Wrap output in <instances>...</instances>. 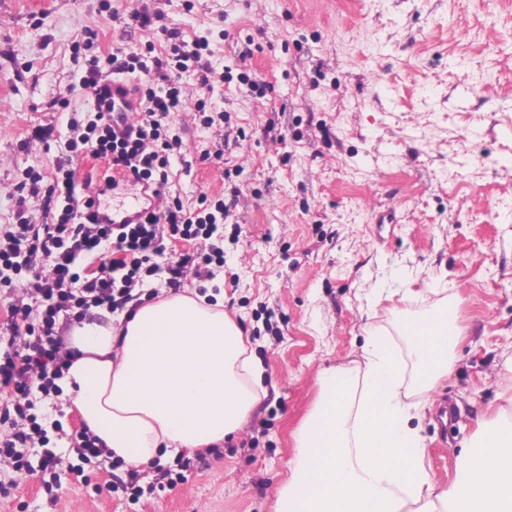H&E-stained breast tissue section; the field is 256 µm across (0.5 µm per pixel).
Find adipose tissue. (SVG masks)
Masks as SVG:
<instances>
[{
    "instance_id": "ef3b65f1",
    "label": "adipose tissue",
    "mask_w": 512,
    "mask_h": 512,
    "mask_svg": "<svg viewBox=\"0 0 512 512\" xmlns=\"http://www.w3.org/2000/svg\"><path fill=\"white\" fill-rule=\"evenodd\" d=\"M465 330L439 306L398 353L371 332L355 365L326 369L322 394L296 436L278 512H512V416L478 428L456 480L437 491L411 420L453 368ZM76 357L58 384L104 448L128 464L206 448L235 434L264 395L240 325L187 290L113 318L74 322ZM418 373L404 385V365Z\"/></svg>"
}]
</instances>
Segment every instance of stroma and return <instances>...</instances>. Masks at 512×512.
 <instances>
[{
	"label": "stroma",
	"instance_id": "35a3bbf8",
	"mask_svg": "<svg viewBox=\"0 0 512 512\" xmlns=\"http://www.w3.org/2000/svg\"><path fill=\"white\" fill-rule=\"evenodd\" d=\"M139 12L207 34L223 76L209 90L183 76L163 194L230 202L212 237L223 266L183 285L223 293L268 395L219 455L138 504L94 465L49 501L35 455L27 474L0 468V512H277L319 371L360 360L373 329L404 349L437 303L466 329L420 418L425 466L449 488L479 423L512 401V0H0L1 231L33 169L69 166L99 202L122 200L103 190L108 162L68 140L95 117L85 59L164 54ZM253 72L265 88L242 83Z\"/></svg>",
	"mask_w": 512,
	"mask_h": 512
}]
</instances>
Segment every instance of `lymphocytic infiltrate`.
Wrapping results in <instances>:
<instances>
[{
  "mask_svg": "<svg viewBox=\"0 0 512 512\" xmlns=\"http://www.w3.org/2000/svg\"><path fill=\"white\" fill-rule=\"evenodd\" d=\"M165 57L150 52L117 49L105 59H91L80 89H99L113 79L132 82V110L136 118L123 131H116L115 113H99L97 121L70 143L73 154L92 155L110 160L113 169L132 176L154 192H161L169 181L170 155L182 146L181 138H167L166 124L173 121L185 103L178 81L182 74L195 73L200 86L210 87L214 72L202 61L209 48L207 37L185 40L181 31L162 28ZM43 175H29L25 196L19 197L16 222L0 236V261L21 259L30 278L25 287L29 303L8 302L4 342L0 352V426H8L0 439V459H10L15 470L29 469V455L44 443L46 431L37 421L39 402L58 395V379L71 363L72 352L64 336L63 318H83L90 309L110 312L124 310L140 301L135 287L144 276L156 273L152 255L162 253L165 237L192 240L212 236L218 220L227 218L230 208L217 202L214 211L199 214L185 209L181 200L166 208L147 209L134 224L101 223L92 196L77 192L73 170L57 167L52 192L63 197L64 206L53 213L50 223H30L28 199L39 198ZM121 252V259L109 258V251ZM92 259L93 277L83 278L73 270L79 260ZM68 449L77 460L64 464L56 453H46L41 461L50 478L45 491L61 488L66 474L82 477L85 465L96 463L110 469L123 466L112 458L87 429L68 437ZM124 467V466H123Z\"/></svg>",
  "mask_w": 512,
  "mask_h": 512,
  "instance_id": "lymphocytic-infiltrate-1",
  "label": "lymphocytic infiltrate"
}]
</instances>
